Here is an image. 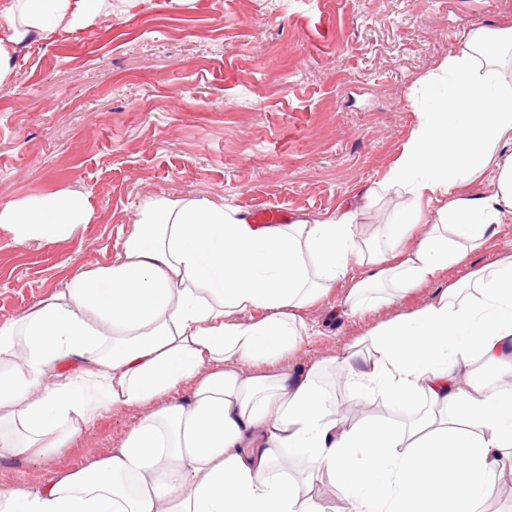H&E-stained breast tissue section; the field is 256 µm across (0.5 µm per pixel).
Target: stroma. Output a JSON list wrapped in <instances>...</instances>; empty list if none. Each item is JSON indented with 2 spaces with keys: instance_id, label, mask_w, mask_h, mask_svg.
Here are the masks:
<instances>
[{
  "instance_id": "35a3bbf8",
  "label": "stroma",
  "mask_w": 512,
  "mask_h": 512,
  "mask_svg": "<svg viewBox=\"0 0 512 512\" xmlns=\"http://www.w3.org/2000/svg\"><path fill=\"white\" fill-rule=\"evenodd\" d=\"M512 27V0H114L76 39L33 47L0 86V202L76 191L95 220L64 241L17 244L0 229V322L21 317L78 272L115 262L144 199L194 197L245 212L320 218L359 203V238L381 243L403 198L362 196L392 167L457 34ZM512 256V223L406 294L353 315L366 270L309 305L289 370L318 368L347 420L334 366L379 326L427 307L448 285ZM144 411H103L69 447L0 459V491L120 447Z\"/></svg>"
}]
</instances>
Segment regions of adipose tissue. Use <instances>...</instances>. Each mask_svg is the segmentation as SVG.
<instances>
[{
	"mask_svg": "<svg viewBox=\"0 0 512 512\" xmlns=\"http://www.w3.org/2000/svg\"><path fill=\"white\" fill-rule=\"evenodd\" d=\"M111 16L112 0H0V86L31 46ZM461 41L441 64L437 109L376 185L411 200L384 249L361 254L348 205L258 224L205 199L151 197L118 260L0 323V458L53 454L105 407L145 408L121 447L0 491V512H324L289 481L292 456L331 475L343 512H487L492 482L512 476V257L341 361L357 407L426 403L403 427L347 422L317 371L279 365L306 331L302 310L347 277L351 257L370 268L349 290L355 312L427 282L512 221V158L492 193L461 192L512 133V85L477 55L490 43L512 50V28ZM92 220L76 192L0 202V227L20 243L65 240ZM256 309L263 318L243 321ZM476 360L508 370L495 382L460 379ZM185 382V400L168 401Z\"/></svg>",
	"mask_w": 512,
	"mask_h": 512,
	"instance_id": "1",
	"label": "adipose tissue"
}]
</instances>
